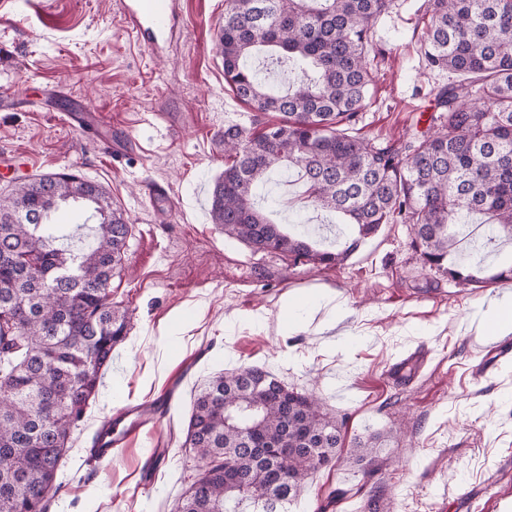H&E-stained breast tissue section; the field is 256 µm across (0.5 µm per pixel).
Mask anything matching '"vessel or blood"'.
I'll use <instances>...</instances> for the list:
<instances>
[{"instance_id":"b4317fda","label":"vessel or blood","mask_w":512,"mask_h":512,"mask_svg":"<svg viewBox=\"0 0 512 512\" xmlns=\"http://www.w3.org/2000/svg\"><path fill=\"white\" fill-rule=\"evenodd\" d=\"M121 5L122 14L137 40L152 56H163L170 46L176 25L175 0H121ZM159 410V402H148L145 413L133 424L99 442L93 450L99 467H107L117 448L127 446L143 427L153 422Z\"/></svg>"}]
</instances>
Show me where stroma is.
Returning <instances> with one entry per match:
<instances>
[{
  "instance_id": "1",
  "label": "stroma",
  "mask_w": 512,
  "mask_h": 512,
  "mask_svg": "<svg viewBox=\"0 0 512 512\" xmlns=\"http://www.w3.org/2000/svg\"><path fill=\"white\" fill-rule=\"evenodd\" d=\"M167 53L133 37L119 0H9L0 6V196L70 170L102 184L132 235L112 301L130 320L57 474L47 512H176L192 471L183 443L194 396L215 374L258 365L316 393L344 436L340 461L315 473L289 512H360L350 491L381 489L388 512H512V356L487 366L483 322L512 281L462 288L425 268L410 227L386 224L344 263L288 265L212 224L208 192L224 169L225 124L253 114L227 89L216 37L224 0H177ZM426 0H395L373 28L374 82L362 135L403 141L426 129L448 72L422 66ZM96 115L92 144L68 126ZM162 185L149 197L145 183ZM333 295L344 311H290ZM424 350L416 372L387 371ZM171 394L108 472L89 448L111 418ZM381 436L364 475L354 441ZM341 490L333 506L329 491Z\"/></svg>"
}]
</instances>
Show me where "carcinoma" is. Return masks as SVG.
I'll use <instances>...</instances> for the list:
<instances>
[{"label":"carcinoma","mask_w":512,"mask_h":512,"mask_svg":"<svg viewBox=\"0 0 512 512\" xmlns=\"http://www.w3.org/2000/svg\"><path fill=\"white\" fill-rule=\"evenodd\" d=\"M217 54L227 87L280 121L258 132L224 127V170L210 191L212 223L255 252L292 264L337 266L384 224H407L424 264L459 286L511 281L479 242L456 256L473 213L493 217L490 239L512 241V0H427L424 64L459 79L436 90L435 114L405 142L357 134L373 76L370 33L393 0H224ZM275 52L298 78L281 91L248 64ZM297 169L314 209L350 225L319 249L269 219L256 190ZM92 206L77 249L56 244L52 214ZM131 233L98 183L58 172L0 199V512H45L73 430L112 348L128 333L112 277ZM341 427L322 399L260 366L219 372L194 397L184 447L199 473L177 512H288L310 476L338 463ZM377 438L354 453L373 462Z\"/></svg>","instance_id":"cac0c4a2"}]
</instances>
